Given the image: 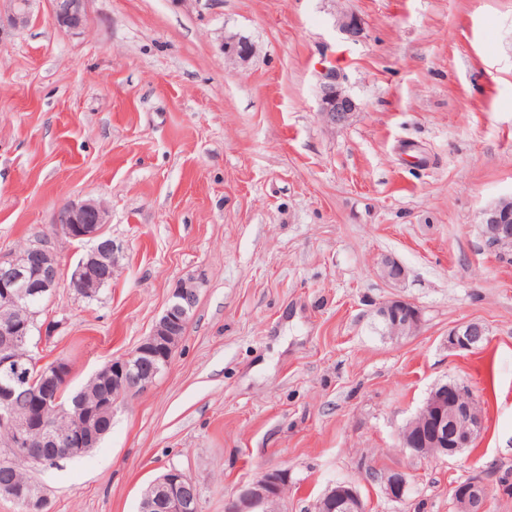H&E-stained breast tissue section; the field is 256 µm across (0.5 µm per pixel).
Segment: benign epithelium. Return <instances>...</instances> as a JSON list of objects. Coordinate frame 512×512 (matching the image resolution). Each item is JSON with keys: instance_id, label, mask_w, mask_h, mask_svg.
I'll list each match as a JSON object with an SVG mask.
<instances>
[{"instance_id": "benign-epithelium-1", "label": "benign epithelium", "mask_w": 512, "mask_h": 512, "mask_svg": "<svg viewBox=\"0 0 512 512\" xmlns=\"http://www.w3.org/2000/svg\"><path fill=\"white\" fill-rule=\"evenodd\" d=\"M11 24L25 26L30 20V0H9ZM51 16L61 30L76 31L85 27L87 0H50ZM340 30L349 38L361 36L362 27L353 13L344 12L338 19ZM224 57L228 61L245 60L255 52V47L243 38L222 41ZM359 112V106L348 95L336 77V71H324L321 82L318 116L329 129L346 126ZM107 206L100 200H87L67 204L56 215L59 233L75 241L90 239L93 247L78 263L71 275V283L79 288L90 282L92 272H101L114 263L112 238L106 235ZM480 235L491 248L512 249V200L501 199L482 213ZM383 279L396 287L405 280L406 269L395 258L385 256L379 262ZM61 268L54 251L39 243L26 247L9 257L0 256V311L7 316L0 319V426L9 429L6 447L22 453L31 443L33 427L27 418L13 412L15 390L34 385L29 371L12 354L19 339L27 333L26 318L31 314V304L24 302L27 295L43 297L54 294L61 285ZM199 293V282L194 278L181 281L172 292V300L151 332L135 350L123 357L112 359V389L133 394L147 390L151 383L145 374L152 376L169 365V358L161 352L162 339H174L187 327ZM378 321L386 328V335L395 339L417 334L422 326V313L409 299L391 297L375 311ZM488 331L483 323L469 321L448 331V348L472 351L485 340ZM42 380L60 379L68 382L71 369L56 361L42 369ZM60 401L59 390L41 388L37 402V425L44 434V443L56 448L66 447L69 454L82 453L92 446L96 430L86 421L70 425L61 431L55 428L52 415L54 404ZM473 393H464L463 384L447 381L436 385L429 393L418 413L400 430V437L410 449V456L422 458L421 449L433 448L441 457H453L464 450L482 428L481 412L475 408ZM165 488L162 512H199V491L187 474L170 469L160 479ZM288 471L271 468L248 483L237 487L227 512H270L273 503H281L288 488ZM385 497L394 502L405 500L411 488L408 472L394 471L381 479ZM19 493L26 496L33 512H45L47 500L35 484L22 486ZM490 489L479 478H471L453 487L452 498L462 512H485ZM314 512H368L355 487L348 481H337L327 488L315 503Z\"/></svg>"}]
</instances>
